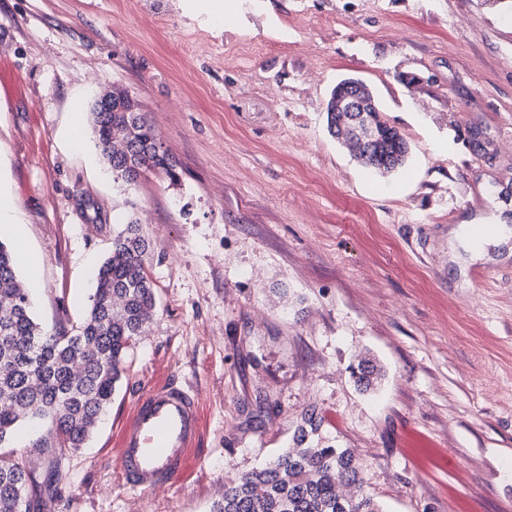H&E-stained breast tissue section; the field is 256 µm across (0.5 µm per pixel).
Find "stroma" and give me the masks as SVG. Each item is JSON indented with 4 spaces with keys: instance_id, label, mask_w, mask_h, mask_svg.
<instances>
[{
    "instance_id": "35a3bbf8",
    "label": "stroma",
    "mask_w": 512,
    "mask_h": 512,
    "mask_svg": "<svg viewBox=\"0 0 512 512\" xmlns=\"http://www.w3.org/2000/svg\"><path fill=\"white\" fill-rule=\"evenodd\" d=\"M0 0V183L39 260L32 310L78 325L126 224L156 309L47 512H211L305 417L354 449L383 512H512V256L458 287L448 230L512 222V0ZM362 78L406 139L371 171L326 107ZM138 100L175 177H112L71 105ZM376 360L371 391L349 367ZM196 388L204 428L170 487H119L138 391Z\"/></svg>"
}]
</instances>
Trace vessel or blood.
Segmentation results:
<instances>
[{
	"label": "vessel or blood",
	"mask_w": 512,
	"mask_h": 512,
	"mask_svg": "<svg viewBox=\"0 0 512 512\" xmlns=\"http://www.w3.org/2000/svg\"><path fill=\"white\" fill-rule=\"evenodd\" d=\"M202 434V403L189 385L166 379L142 388L122 426L114 460L123 488L168 487L182 472Z\"/></svg>",
	"instance_id": "obj_1"
}]
</instances>
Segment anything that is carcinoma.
Here are the masks:
<instances>
[{"mask_svg":"<svg viewBox=\"0 0 512 512\" xmlns=\"http://www.w3.org/2000/svg\"><path fill=\"white\" fill-rule=\"evenodd\" d=\"M95 108V145L114 179L132 184L151 170L175 178L174 164L158 147L137 100L120 91L112 103L98 101ZM326 117L332 136L353 134L347 113L329 103ZM372 117L382 138L362 144L358 157L377 171L403 165L407 142L379 121V112ZM147 249L138 225H126L97 271L84 321L71 329L61 324L50 333L35 321L15 255L0 241V445L23 419L48 420L31 448L45 469L23 456H0V512H43L46 500L58 492L62 459L82 447L112 401L129 350L156 307ZM352 374L370 390L381 369L364 356ZM316 431L306 420L294 438L296 447L224 488L212 512H382L362 489L354 452L309 439Z\"/></svg>","mask_w":512,"mask_h":512,"instance_id":"obj_1","label":"carcinoma"}]
</instances>
